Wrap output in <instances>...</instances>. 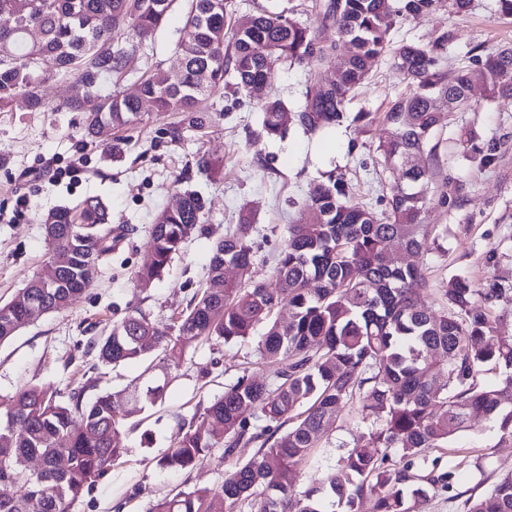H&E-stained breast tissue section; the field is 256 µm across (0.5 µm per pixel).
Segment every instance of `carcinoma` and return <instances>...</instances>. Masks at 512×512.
I'll use <instances>...</instances> for the list:
<instances>
[{
    "label": "carcinoma",
    "mask_w": 512,
    "mask_h": 512,
    "mask_svg": "<svg viewBox=\"0 0 512 512\" xmlns=\"http://www.w3.org/2000/svg\"><path fill=\"white\" fill-rule=\"evenodd\" d=\"M184 24L175 44L178 66L148 68L137 93L122 90L127 40L142 42L161 29L177 2ZM445 3L462 15L472 0H320L321 24L332 23L348 40L344 55L335 41H322L276 5L239 16L233 0H0V112L16 101L28 110L46 107L45 85L75 77L86 88L68 109L84 113L86 136L97 139L127 130L144 119L143 105L156 114L185 112L188 125L199 96L227 84L255 99L262 110L260 134L281 137L291 126L307 134L333 129L350 119L373 123L375 114L349 117L347 104L377 62L390 61L407 79L409 92L383 113L387 137L377 146L383 168L401 171V182L378 212L356 200L342 176L326 173L309 192L268 279H256L254 224L248 215L212 251L207 278L169 323L129 315L112 323L93 344L97 363L115 367L162 350L123 390L84 400L87 385L67 394L28 385L0 398V484L18 491L0 496V512H70L77 501L126 448L122 430L129 418L161 399L179 367L200 341L232 343L265 332L260 358L277 365L267 382L239 367L240 375L189 423L178 424L162 468L187 470L218 445L224 446V482L179 490L148 512H328L327 506L360 512H413L426 487L457 498L454 473L437 470L425 448H446L477 418L496 420L501 440L512 443V325L492 317L506 290L480 289L451 278L440 288L442 312L418 302L429 287L424 268L444 254L437 225L426 223L433 173L413 158L429 152L448 113L476 112L474 73L481 75L485 104L512 101V47L481 60L477 47L455 57L448 80L442 59L452 36L428 42L393 41L399 17H414ZM315 60L331 66L336 80L325 88L311 82L299 110L289 111L271 91L270 75L281 60ZM113 90L100 93L102 81ZM495 143L471 147L463 159L478 171L495 161ZM203 205L185 192L161 211L152 225L151 260L135 273L136 285L152 287L203 231ZM45 241L58 282L46 288L34 276L10 302L0 305V343L28 323V306L44 312L66 309L91 286L112 252L114 228L105 205L87 197L74 207L45 214ZM231 267L236 277L224 276ZM288 307V321L276 317ZM503 370L495 384L479 381L488 366ZM349 406L365 424L352 448L323 481L301 490L296 466L321 447L324 431ZM251 443V460L233 459L235 448ZM464 512H512V477L464 502Z\"/></svg>",
    "instance_id": "cac0c4a2"
}]
</instances>
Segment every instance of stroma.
Wrapping results in <instances>:
<instances>
[{"label": "stroma", "instance_id": "1", "mask_svg": "<svg viewBox=\"0 0 512 512\" xmlns=\"http://www.w3.org/2000/svg\"><path fill=\"white\" fill-rule=\"evenodd\" d=\"M182 25L181 10H173L152 40L128 56L127 92H135L137 78L148 67L176 65L174 45ZM444 31L453 34L456 47L479 44L490 53L512 44V17L497 13L494 0H473L462 16L440 7L420 17L397 19L394 38L426 41ZM335 76L328 65L283 62L275 69L272 88L294 111L311 79ZM406 89L400 71L376 65L353 94L348 110L383 113ZM47 93L45 111L31 112L20 103L13 111L0 112V304L12 300L32 276L47 274L40 218L49 210L95 196L108 207L112 224L130 227L131 232L113 249L93 285L66 310L37 316L0 344V397L30 384L66 392L88 377L93 386L86 398L124 389L143 373L145 361L96 366L87 352L88 341L137 311L157 322L181 311L194 288L205 281L215 243L243 214H250L257 227L253 241L259 262L254 276L265 279L289 224L324 172L344 174L358 194L380 210L391 193L392 178L374 170L380 160L376 148L387 134L380 121L368 127L344 124L313 136L292 127L284 137L267 139L259 134V105L228 86L199 97L196 111L203 130L184 127L178 115L152 117L138 128L94 142L84 134L82 113L60 108L82 97V85L72 78L52 80ZM462 130L472 133L476 146L497 142L496 160L485 172L463 159L457 142ZM436 138L434 186L450 179L465 183L466 190L456 201L443 204L435 199L429 206L428 223L447 229V253L427 265L431 288L420 295L421 304L434 310L442 306L440 284L453 277L478 288L512 289V103L456 113L454 126L440 127ZM78 156L86 166L81 179L57 182L53 168ZM179 189L203 200L205 230L186 242L160 280L140 290L134 274L150 257L149 229ZM21 195L30 200L29 211L22 215L16 212ZM257 342L254 336L227 345L204 341L191 349L162 400L128 420L125 457L72 505L71 512H148L153 501L174 490L219 488L224 481L221 449L200 458L187 473L159 468L158 461L170 448L177 422L191 420L236 378L226 363L246 358L256 375L273 377V368L256 353ZM204 369L209 372L205 378L200 375ZM363 430L354 411L343 409L325 433L328 447L300 465V487L318 482ZM425 454L439 470L454 471L456 490L472 496L487 493L512 475V445L501 442L496 423L487 419L474 421L447 447L429 448Z\"/></svg>", "mask_w": 512, "mask_h": 512}]
</instances>
